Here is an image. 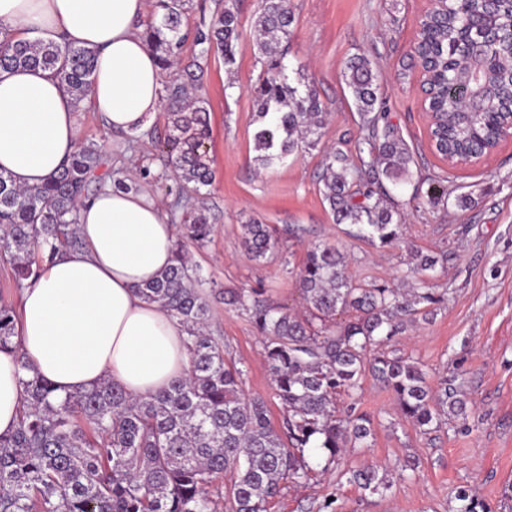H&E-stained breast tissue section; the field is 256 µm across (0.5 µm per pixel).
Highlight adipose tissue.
<instances>
[{"mask_svg": "<svg viewBox=\"0 0 512 512\" xmlns=\"http://www.w3.org/2000/svg\"><path fill=\"white\" fill-rule=\"evenodd\" d=\"M147 0H0V39L69 41L96 52L93 83L77 100L51 71H0V170L16 186L40 185L77 150V114L90 104L113 131L145 130L159 111L162 72L142 31ZM85 246L63 251L23 288L16 325L22 370L0 352V435L19 419L20 382L35 371L57 398L106 380L131 396L167 388L189 367L180 325L139 287L173 262L174 226L143 189L105 186L79 210Z\"/></svg>", "mask_w": 512, "mask_h": 512, "instance_id": "ef3b65f1", "label": "adipose tissue"}]
</instances>
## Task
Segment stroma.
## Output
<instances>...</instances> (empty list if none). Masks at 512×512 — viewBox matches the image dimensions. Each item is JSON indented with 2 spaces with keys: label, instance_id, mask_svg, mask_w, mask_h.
Masks as SVG:
<instances>
[{
  "label": "stroma",
  "instance_id": "obj_1",
  "mask_svg": "<svg viewBox=\"0 0 512 512\" xmlns=\"http://www.w3.org/2000/svg\"><path fill=\"white\" fill-rule=\"evenodd\" d=\"M261 0H239L240 39L233 68L209 56L198 79L212 128L208 142L215 180L194 192L166 167L151 129H163L157 113L150 130L115 135L91 109L77 114L80 139L95 142L113 168L134 169L137 186L158 196L167 211L177 197L196 199L213 231L201 247L190 248L201 274L216 290L261 289V299L288 313L307 314L297 281L309 244L328 242L347 255L353 284L400 282L413 250L447 252L448 263L430 279L448 293V302L429 321L407 327L391 342L426 370L430 384L462 374L465 417L442 419L426 433L405 420L392 392L365 374L357 408L373 420L368 447L348 450L347 469L377 467L386 486L369 492L335 472H313L307 484L284 490L268 512H319L329 494L344 512H454L457 488L469 489L494 512H512V140L474 167L452 168L432 150L421 104L420 72L410 64L419 21L428 0H291L294 37L284 59L304 68L317 88L327 119L320 146L282 167L254 161L255 94L261 65L254 50V22ZM362 54L375 62L388 120L399 130L415 159L413 174L441 173L450 195L472 194L476 205L434 207L411 199V187L392 189L404 213L402 240L381 248L350 238L334 223L320 191L323 150L353 149L361 135L359 115L342 80L346 61ZM256 218L276 229L298 224L301 240L290 241L264 262L252 260L242 245L241 226ZM209 333L227 362L244 372V387L268 404L273 425L283 411L273 395L260 337L241 312L215 298ZM416 470L404 469L405 461Z\"/></svg>",
  "mask_w": 512,
  "mask_h": 512
}]
</instances>
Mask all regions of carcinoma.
<instances>
[{
	"instance_id": "carcinoma-1",
	"label": "carcinoma",
	"mask_w": 512,
	"mask_h": 512,
	"mask_svg": "<svg viewBox=\"0 0 512 512\" xmlns=\"http://www.w3.org/2000/svg\"><path fill=\"white\" fill-rule=\"evenodd\" d=\"M189 9L190 0H154L142 36L169 74L162 95L169 120L162 144L168 165L178 181L198 191L214 178L207 151L210 114L205 101H187L173 68L189 41L197 47L195 66L214 53L232 68L240 32L236 0H218L209 24L193 31L185 28ZM511 19L512 0H504L495 17L477 0H447L445 8L421 19L420 49L428 58L424 78L431 90L427 109L434 113L430 134L440 157L474 159L478 144L488 152L507 125L512 36L485 48L490 59L485 67L471 61L467 47L478 29L496 22L507 31ZM293 23L290 0H263L255 20L262 71L254 90L259 106L254 149L264 168L314 148L326 116L302 68L287 74L284 58ZM94 62V50L66 40L0 41V71L51 70L78 98L90 90ZM343 74L363 134L354 153L325 154L322 193L335 223L348 225L350 237L390 246L401 238L403 224L386 183H408L414 157L382 112L373 62L353 56ZM107 163L91 143L81 145L41 186L20 188L0 172V257L18 287L34 283L60 251L81 247L79 207L106 184L110 173L101 168ZM423 192L432 206L448 202L438 175L418 178L412 197ZM180 224L196 245L212 232L205 210L192 206L183 207ZM242 229L251 258L265 261L278 245L276 230L256 219ZM174 253V264L138 293L161 304L184 327L187 376L144 397L134 398L107 381L60 401L46 379L35 374L24 380L18 426L0 435V512H215L208 488L223 474L233 478L225 512H266L284 489L307 481L313 467L306 451L312 448L325 451L321 471H336L376 492L385 485L377 469L342 468L345 449L367 446L371 419L353 405L336 411L338 396H358L368 370L394 394L401 415L424 432L446 416L463 414L465 401L454 380L445 378L434 388L411 357L378 350L445 300L417 275L448 255L414 253L404 275L414 286L403 290L386 281L352 284L345 254L331 244L314 245L298 274L308 318L229 293L224 303L245 311L261 336L274 396L284 411L279 431L265 400L246 394L242 371L224 360L220 344L205 332L211 313L208 280L189 264L184 243ZM347 313L348 319L336 321ZM15 327L12 307L0 303V350L11 351L29 371L14 341ZM455 499L460 502L456 512H492L465 488Z\"/></svg>"
}]
</instances>
